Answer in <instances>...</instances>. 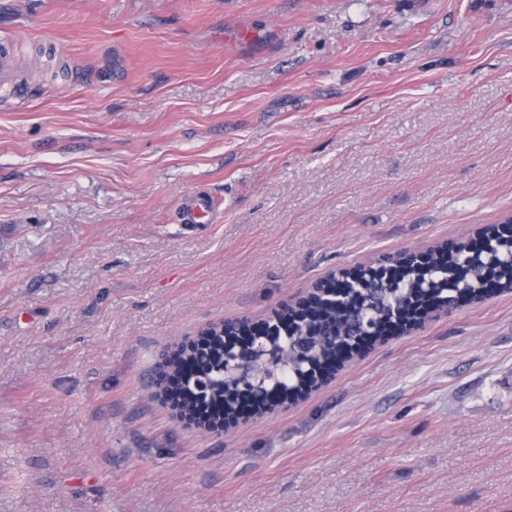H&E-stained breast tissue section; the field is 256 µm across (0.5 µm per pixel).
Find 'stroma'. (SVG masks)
Segmentation results:
<instances>
[{
    "instance_id": "35a3bbf8",
    "label": "stroma",
    "mask_w": 512,
    "mask_h": 512,
    "mask_svg": "<svg viewBox=\"0 0 512 512\" xmlns=\"http://www.w3.org/2000/svg\"><path fill=\"white\" fill-rule=\"evenodd\" d=\"M1 35L0 512H512V292L223 432L152 385L512 213V0H0ZM213 206L210 197L198 194H189L184 198L182 207V222L202 224L209 221ZM178 351L165 356L162 359V361L160 362L156 381L154 383L155 395L158 396L159 398L163 399L164 401H170L173 404V406L179 410L180 416L182 418L187 419L189 421L198 422L196 415L192 414L185 408H189L192 411L196 410L199 400L192 399L188 395H184V396L177 395L175 398L176 401H179V399H180L183 404V407H185V408L175 406L174 400L169 398V392L166 390V387L170 385V382L174 381V379H170V377L174 374V370H175V366H173L172 369L169 371L168 363L171 361L175 362L176 359L179 358V356L176 355ZM228 406H233L236 409V414H235L234 418L229 419L228 421L225 420V418H224V422H217L215 424H208V423L201 424L198 422L199 425L208 431H218V430H223L224 428L237 427L240 424V416L237 411L238 403L235 400L231 405H228Z\"/></svg>"
}]
</instances>
